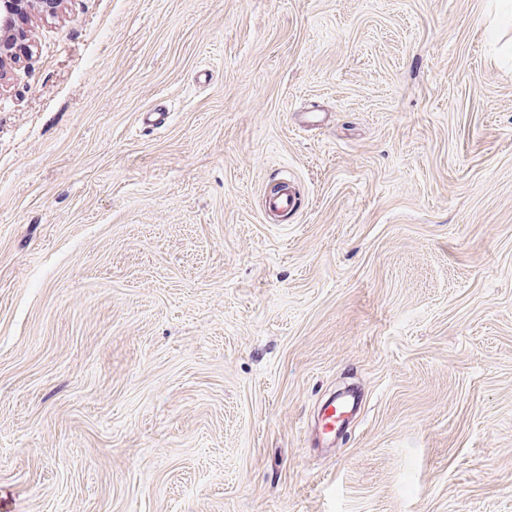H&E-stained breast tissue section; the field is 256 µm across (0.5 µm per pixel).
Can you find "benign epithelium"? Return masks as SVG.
Instances as JSON below:
<instances>
[{
	"instance_id": "7a95c632",
	"label": "benign epithelium",
	"mask_w": 512,
	"mask_h": 512,
	"mask_svg": "<svg viewBox=\"0 0 512 512\" xmlns=\"http://www.w3.org/2000/svg\"><path fill=\"white\" fill-rule=\"evenodd\" d=\"M63 0H0V67L20 59L16 49L26 44L24 56L32 52L31 13L58 14Z\"/></svg>"
}]
</instances>
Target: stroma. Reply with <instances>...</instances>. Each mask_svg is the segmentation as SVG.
<instances>
[{
  "mask_svg": "<svg viewBox=\"0 0 512 512\" xmlns=\"http://www.w3.org/2000/svg\"><path fill=\"white\" fill-rule=\"evenodd\" d=\"M32 38L0 70V512H512L499 0H64ZM355 407V400L352 399L350 396H344L341 397L337 403L336 399H333L331 404L327 407V410L329 408H332L333 413L324 418L326 424H331L332 429H326L325 426L321 429V434L323 435L324 439L331 440L334 438L336 433V426L338 427L343 420H345V415H347L352 409ZM336 409H337V416H336ZM336 420L338 421L336 423Z\"/></svg>",
  "mask_w": 512,
  "mask_h": 512,
  "instance_id": "35a3bbf8",
  "label": "stroma"
}]
</instances>
